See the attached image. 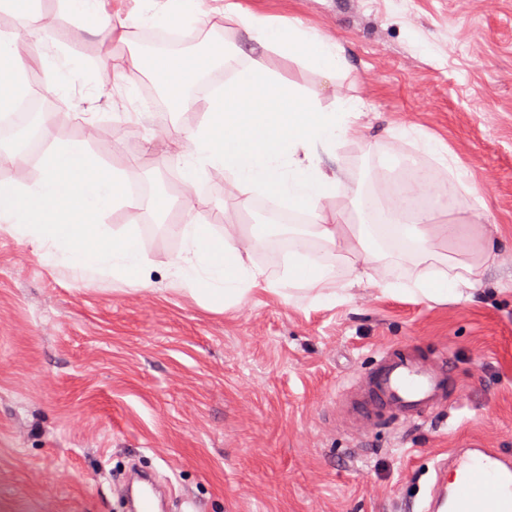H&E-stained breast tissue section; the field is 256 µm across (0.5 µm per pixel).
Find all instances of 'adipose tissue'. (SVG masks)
I'll return each mask as SVG.
<instances>
[{"label": "adipose tissue", "instance_id": "1", "mask_svg": "<svg viewBox=\"0 0 512 512\" xmlns=\"http://www.w3.org/2000/svg\"><path fill=\"white\" fill-rule=\"evenodd\" d=\"M241 22L258 43L305 67L331 76L346 65L330 38L296 23L273 24L247 15ZM235 58L225 49L159 53L146 62L131 59L162 89L174 112L191 105L187 90L202 76L219 66L233 69L221 90L202 102L203 122L183 132L189 147L181 167L186 190L195 188L205 167H216L233 177L242 208L262 193L307 213L310 223L291 228L294 238L283 270L289 284L312 290L343 278L353 285L369 283L376 265L393 256L414 265L416 272L405 281L382 284L384 295L436 304L472 299L496 259L497 240L470 224H436L431 215L416 211L402 217L372 196L359 204L354 223H330L319 204L336 196L339 181L303 164L298 153L338 145L359 118V103L344 99L336 111H324L300 88L259 65H235ZM26 71L12 41L0 37L1 113L13 111L28 94ZM177 232L185 248L172 256L168 275L189 294L204 298L212 310L241 302L255 289L278 293V283L252 260L258 230L181 224Z\"/></svg>", "mask_w": 512, "mask_h": 512}]
</instances>
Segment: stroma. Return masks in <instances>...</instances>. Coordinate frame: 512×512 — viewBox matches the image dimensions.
I'll return each mask as SVG.
<instances>
[{
    "label": "stroma",
    "instance_id": "stroma-1",
    "mask_svg": "<svg viewBox=\"0 0 512 512\" xmlns=\"http://www.w3.org/2000/svg\"><path fill=\"white\" fill-rule=\"evenodd\" d=\"M203 21L182 27L200 46L233 47L303 88L322 108L360 100L337 147L311 150L338 175L325 212L354 216L380 162L415 155L393 129L444 140L472 188L469 216L505 236L473 301L433 304L354 286L342 303L254 290L210 310L166 277L183 239L170 222H257L238 209L231 175L207 168L182 213L178 157L186 113L165 111L150 78L102 82L110 58L137 52L148 23L90 33L63 20L61 44L31 71L74 77L53 93L73 115L67 137L86 143L128 181L149 188L139 242L152 289L95 278L40 257L37 242L0 229V512H123L113 491L130 461L153 471L174 506L195 512H422L435 466L453 448L512 452V0H199ZM245 14L292 21L334 38L348 67L336 77L252 40ZM370 139L372 151L362 147ZM174 204L152 208L153 198ZM447 370V404L404 417L378 411L352 422L347 393L388 347Z\"/></svg>",
    "mask_w": 512,
    "mask_h": 512
}]
</instances>
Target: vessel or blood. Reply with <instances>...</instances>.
Wrapping results in <instances>:
<instances>
[{"label": "vessel or blood", "instance_id": "vessel-or-blood-1", "mask_svg": "<svg viewBox=\"0 0 512 512\" xmlns=\"http://www.w3.org/2000/svg\"><path fill=\"white\" fill-rule=\"evenodd\" d=\"M448 393V376L405 349L388 348L351 411L386 408L403 416L429 411ZM458 482L436 502L441 512H512V453L457 448L448 456Z\"/></svg>", "mask_w": 512, "mask_h": 512}]
</instances>
